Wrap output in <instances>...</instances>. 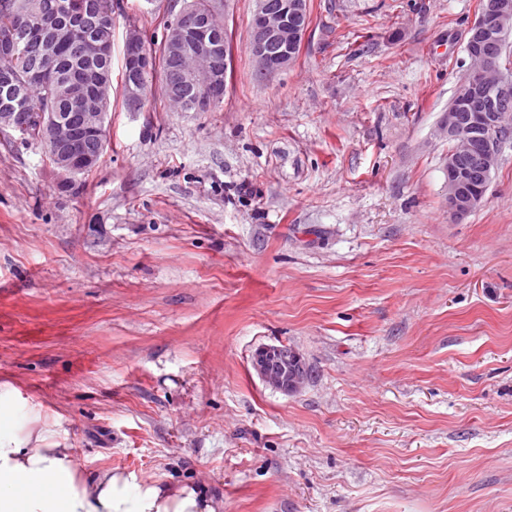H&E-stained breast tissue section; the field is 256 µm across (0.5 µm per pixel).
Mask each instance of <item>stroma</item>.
Returning a JSON list of instances; mask_svg holds the SVG:
<instances>
[{
    "label": "stroma",
    "instance_id": "obj_1",
    "mask_svg": "<svg viewBox=\"0 0 512 512\" xmlns=\"http://www.w3.org/2000/svg\"><path fill=\"white\" fill-rule=\"evenodd\" d=\"M481 0H310L260 75L221 0L214 112L112 83L98 164L0 130V382L81 465L200 479L224 512H512V139L448 215L445 117ZM184 0H112L148 46ZM298 350L301 390L251 355ZM281 352L288 355L292 348L280 345ZM278 346H263L254 351L251 356V365L259 378L267 385L286 394H293L299 391L313 376V370L309 364L302 363L303 373L297 370L294 365L303 360L299 352L292 349L289 360L278 362L274 365L273 358L278 352Z\"/></svg>",
    "mask_w": 512,
    "mask_h": 512
}]
</instances>
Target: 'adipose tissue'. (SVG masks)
<instances>
[{"label":"adipose tissue","instance_id":"obj_1","mask_svg":"<svg viewBox=\"0 0 512 512\" xmlns=\"http://www.w3.org/2000/svg\"><path fill=\"white\" fill-rule=\"evenodd\" d=\"M19 398L16 387L0 384V512H224L202 484L81 466L40 405L14 421Z\"/></svg>","mask_w":512,"mask_h":512}]
</instances>
